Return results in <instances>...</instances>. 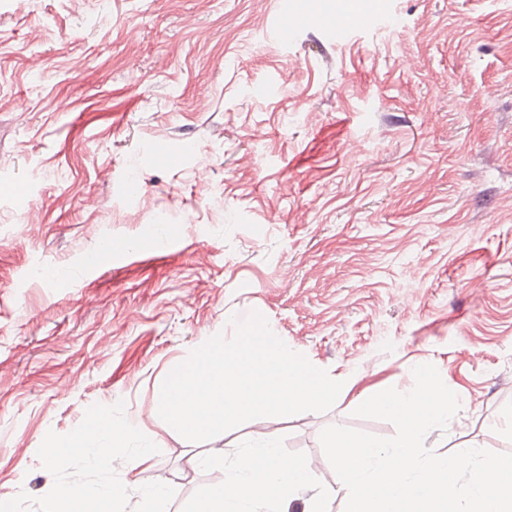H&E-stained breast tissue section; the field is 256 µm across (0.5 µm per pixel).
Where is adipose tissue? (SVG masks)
<instances>
[{
    "instance_id": "1",
    "label": "adipose tissue",
    "mask_w": 512,
    "mask_h": 512,
    "mask_svg": "<svg viewBox=\"0 0 512 512\" xmlns=\"http://www.w3.org/2000/svg\"><path fill=\"white\" fill-rule=\"evenodd\" d=\"M258 441V447L239 458L227 478L213 482L188 512H227L232 501H257L267 512H284L291 489L313 478L315 469L307 461H284L274 434L261 433ZM54 500V512H112L118 498L112 490L84 486L59 488Z\"/></svg>"
}]
</instances>
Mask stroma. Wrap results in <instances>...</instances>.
Wrapping results in <instances>:
<instances>
[{
    "instance_id": "35a3bbf8",
    "label": "stroma",
    "mask_w": 512,
    "mask_h": 512,
    "mask_svg": "<svg viewBox=\"0 0 512 512\" xmlns=\"http://www.w3.org/2000/svg\"><path fill=\"white\" fill-rule=\"evenodd\" d=\"M357 2L395 21L339 45L314 15L278 40L275 0H0V495L16 512L85 484L141 512L159 471L187 512L208 449L232 465L260 425L320 463L288 512L318 496L342 512L321 430L396 433L351 399L197 443L156 411L168 370L254 311L373 394L433 364L460 409L425 446L512 453V0ZM111 238L136 249L85 267ZM97 411L139 424L129 449L105 470L49 458Z\"/></svg>"
}]
</instances>
